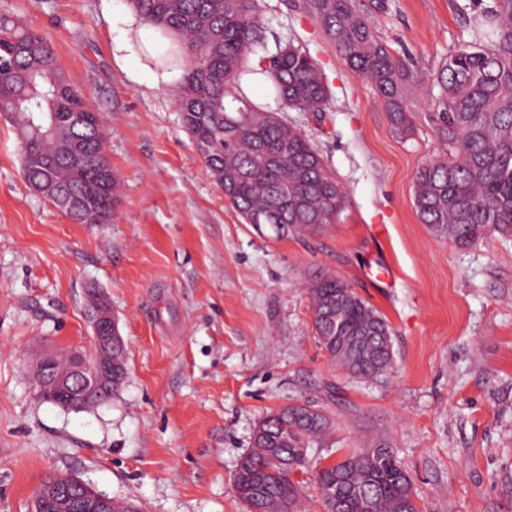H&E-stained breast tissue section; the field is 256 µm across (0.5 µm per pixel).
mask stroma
Segmentation results:
<instances>
[{"label":"stroma","mask_w":512,"mask_h":512,"mask_svg":"<svg viewBox=\"0 0 512 512\" xmlns=\"http://www.w3.org/2000/svg\"><path fill=\"white\" fill-rule=\"evenodd\" d=\"M294 0H260L267 50L293 42L330 89L324 112L253 100L318 148L347 195L335 224L277 237L243 223L182 126L151 57L112 55L128 0H0L52 44L99 112L120 194L105 224H76L34 191L0 116V512H33L34 491L72 475L142 512H246L234 475L267 414L308 404L332 424L292 470L301 512H323L319 468L384 440L410 474L420 512H512V234L462 248L422 224L419 167L441 147L430 120L437 73L472 40L491 0H358L419 79L415 131H391L374 87ZM141 81L128 79V71ZM325 273L389 323L394 362L356 379L321 348L307 286ZM104 296L119 319L127 374L112 398L71 410L38 395L47 352L91 348L85 311Z\"/></svg>","instance_id":"obj_1"}]
</instances>
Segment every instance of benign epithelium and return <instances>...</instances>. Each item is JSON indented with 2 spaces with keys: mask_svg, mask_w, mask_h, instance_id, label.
I'll return each instance as SVG.
<instances>
[{
  "mask_svg": "<svg viewBox=\"0 0 512 512\" xmlns=\"http://www.w3.org/2000/svg\"><path fill=\"white\" fill-rule=\"evenodd\" d=\"M87 317L92 328V351L71 349L65 353H49L38 362L34 378L42 399L71 409L85 407L92 387L105 388L121 372L125 344L119 332L118 318L110 304L94 296L89 301ZM72 485L84 491V501L76 504L66 490ZM52 503L56 512H112L115 500L97 492L74 476L55 475L37 487L35 512Z\"/></svg>",
  "mask_w": 512,
  "mask_h": 512,
  "instance_id": "benign-epithelium-1",
  "label": "benign epithelium"
}]
</instances>
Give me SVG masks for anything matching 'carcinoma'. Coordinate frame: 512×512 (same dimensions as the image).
<instances>
[{
  "mask_svg": "<svg viewBox=\"0 0 512 512\" xmlns=\"http://www.w3.org/2000/svg\"><path fill=\"white\" fill-rule=\"evenodd\" d=\"M169 45L157 61L182 70L178 102L183 125L224 197L247 224L272 220L281 237L334 224L347 196L324 158L295 126L247 96L243 76L266 47L259 0H129ZM302 7L335 40L348 66L376 89L393 133L406 139L414 117L406 93L417 78L405 57L390 52L355 0H303ZM475 43L441 68L433 122L442 155L416 172L414 201L421 223L461 247L488 231L512 233V0H492L473 16ZM260 72L277 100L300 112H323L329 87L316 60L293 43L278 46ZM41 34L0 14V114L15 119L27 183L77 224H105L119 186L105 152L98 112L69 82ZM84 112L82 126L71 114ZM321 347L350 375L386 373L390 326L349 285L314 277L308 288ZM90 391L103 402L123 384ZM330 426L305 404L266 416L240 461L235 489L247 512H300L289 472ZM324 512H420L397 453L380 441L318 470Z\"/></svg>",
  "mask_w": 512,
  "mask_h": 512,
  "instance_id": "obj_1",
  "label": "carcinoma"
}]
</instances>
